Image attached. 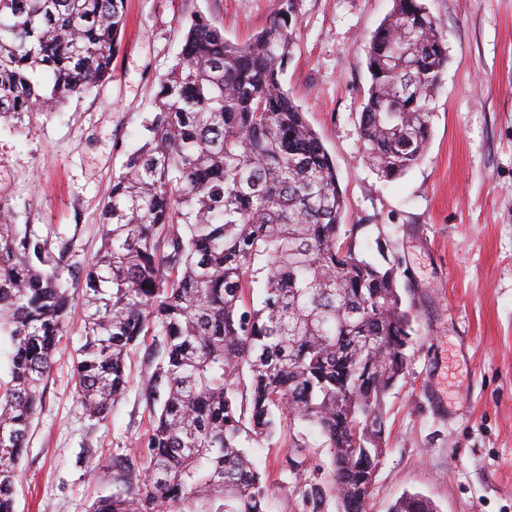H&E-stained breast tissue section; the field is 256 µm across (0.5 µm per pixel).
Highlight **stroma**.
Returning <instances> with one entry per match:
<instances>
[{"label":"stroma","instance_id":"1","mask_svg":"<svg viewBox=\"0 0 512 512\" xmlns=\"http://www.w3.org/2000/svg\"><path fill=\"white\" fill-rule=\"evenodd\" d=\"M126 28L112 79L57 111L0 121V199L85 265L101 246V210L144 139L159 79L187 20L206 14L242 44L270 22L274 0H124ZM448 65L432 134L394 180L368 163L359 137L370 85L367 40L392 0H293L296 37L282 76L331 154L344 224L372 261L397 268L415 333L387 402L386 454L367 512L405 493L438 512H512V0H423ZM74 306L22 459L17 512H86L112 486V453L148 427L146 349L127 362L129 387L106 421L83 413L72 350ZM277 442L256 445L269 475L268 512H309Z\"/></svg>","mask_w":512,"mask_h":512}]
</instances>
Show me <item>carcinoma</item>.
Returning <instances> with one entry per match:
<instances>
[{"label":"carcinoma","mask_w":512,"mask_h":512,"mask_svg":"<svg viewBox=\"0 0 512 512\" xmlns=\"http://www.w3.org/2000/svg\"><path fill=\"white\" fill-rule=\"evenodd\" d=\"M124 0H0V118L53 112L112 77ZM290 0L244 44L206 15L188 21L160 80L145 143L102 209V245L81 295L53 245L0 200V512H16L20 464L72 305L84 307L76 395L108 418L146 338L144 460L112 456V491L89 512H267L254 443L284 438L303 467L301 429L323 439L340 512H365L381 458L386 399L407 366L412 318L394 266L368 261L342 224L331 155L281 82ZM448 57L429 9L393 6L366 47L360 137L378 174L415 166ZM324 488L303 497L321 512ZM390 512H436L406 494Z\"/></svg>","instance_id":"1"}]
</instances>
